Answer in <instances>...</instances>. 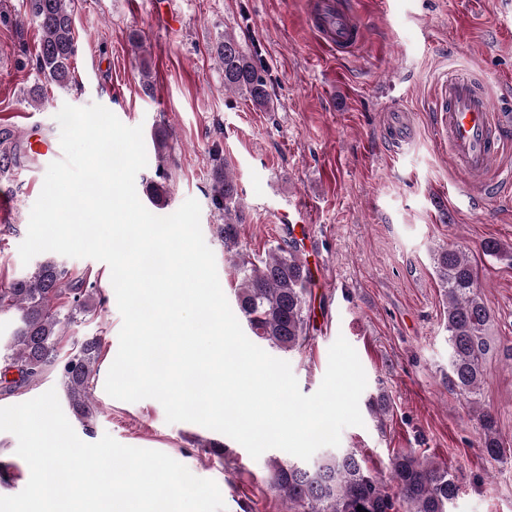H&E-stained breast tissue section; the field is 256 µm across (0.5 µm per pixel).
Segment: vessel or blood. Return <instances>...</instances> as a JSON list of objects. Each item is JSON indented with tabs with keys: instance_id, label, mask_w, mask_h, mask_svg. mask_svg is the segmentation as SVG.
<instances>
[{
	"instance_id": "vessel-or-blood-1",
	"label": "vessel or blood",
	"mask_w": 512,
	"mask_h": 512,
	"mask_svg": "<svg viewBox=\"0 0 512 512\" xmlns=\"http://www.w3.org/2000/svg\"><path fill=\"white\" fill-rule=\"evenodd\" d=\"M311 25L329 54L348 52L363 37L351 0H313ZM433 110L436 135L447 144L451 164L466 174L470 186L482 187L492 162L512 146V127L472 80L453 74L437 80ZM409 124L404 110L389 108L386 132L390 141H405ZM23 137L33 157L54 160L56 149L51 140L30 127L25 128Z\"/></svg>"
}]
</instances>
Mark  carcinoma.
<instances>
[{
    "label": "carcinoma",
    "instance_id": "cac0c4a2",
    "mask_svg": "<svg viewBox=\"0 0 512 512\" xmlns=\"http://www.w3.org/2000/svg\"><path fill=\"white\" fill-rule=\"evenodd\" d=\"M75 0H25L26 14L40 34L36 68L46 82L66 86L75 55L73 12ZM224 72V89L248 94L260 107L270 105L267 83L253 59L235 36L224 34L213 47ZM211 204L224 215L216 234L240 278L236 304L254 336L269 347L288 353L308 340L311 273L293 243L277 245L253 261L239 249L237 187L223 158L211 171ZM434 265L448 301V390L475 404L484 377L486 325L490 313L480 297L476 275L462 250L446 246L434 254ZM103 302L95 283L70 278L69 270L53 258H44L27 273L0 288V315L12 313L16 325L9 343L0 349V390L12 394L35 385L50 371L58 372L74 416L89 427L96 415L91 383L100 361L102 340L83 339L65 359L58 344L65 329L86 318ZM482 447L496 461L507 448L495 414L475 411ZM323 479L309 480L298 464L273 457L269 486L285 504L286 512H449L459 486L448 467L419 459L412 452L395 453L388 478L383 480L364 466L357 452L345 450L321 461Z\"/></svg>",
    "mask_w": 512,
    "mask_h": 512
}]
</instances>
